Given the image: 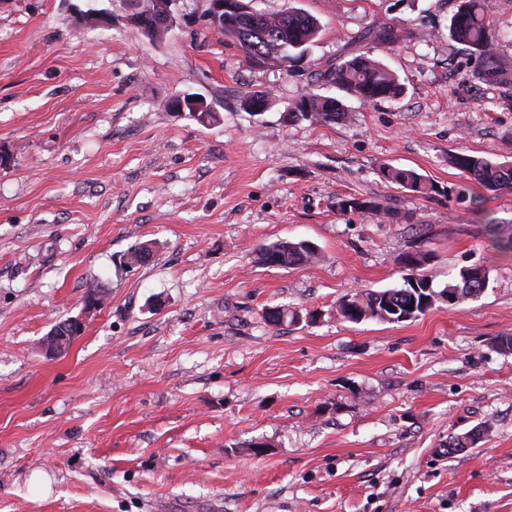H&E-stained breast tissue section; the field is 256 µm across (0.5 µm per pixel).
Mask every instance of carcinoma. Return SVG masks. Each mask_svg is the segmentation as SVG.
Wrapping results in <instances>:
<instances>
[{
  "label": "carcinoma",
  "instance_id": "carcinoma-1",
  "mask_svg": "<svg viewBox=\"0 0 512 512\" xmlns=\"http://www.w3.org/2000/svg\"><path fill=\"white\" fill-rule=\"evenodd\" d=\"M491 14L492 0H458L449 33L452 39L465 46L468 55L474 59L476 79L512 89V76L499 63V37L492 29ZM211 24L224 34V41L239 47L251 64L265 66L276 63L287 71L308 56L321 32V25L315 17L292 7L276 14L263 13L255 23L249 20L238 22L233 17H226L218 21L213 19ZM400 37V30L393 26L367 32L363 36L368 44L366 51L326 70L324 80L366 106L400 98L404 93L403 84L392 70L373 57L369 48L371 44L391 48L399 42ZM346 115V107L340 99L307 91L288 113V120L329 125ZM448 162L462 171L468 181V184L461 186L463 192L470 190L472 184L488 192L512 189V164L497 163L484 156L465 153L448 155ZM380 172L387 182L423 198L435 192V185L414 169L387 165L380 168ZM339 208L382 215L388 219L395 217L394 212L371 201L343 199ZM485 232L500 251L512 253V236H501L499 225L494 220H488ZM319 257L318 247L307 240H282L259 251V262L270 267L308 266ZM428 262L429 254L426 252L402 254L400 263L408 270L404 284L382 291L347 294L338 303L340 316L353 323L365 319L399 323L425 314L434 305L432 297L439 296L432 289V280L423 271ZM488 283L489 269L484 265H474L460 269L458 275L448 281L442 293L456 296L460 304L478 297ZM410 304L413 305L411 309L408 308ZM481 435L482 430L474 429L457 437L448 442L446 452L451 454L461 448L472 447L480 441Z\"/></svg>",
  "mask_w": 512,
  "mask_h": 512
}]
</instances>
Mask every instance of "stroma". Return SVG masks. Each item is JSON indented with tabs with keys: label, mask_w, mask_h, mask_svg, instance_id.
I'll return each instance as SVG.
<instances>
[{
	"label": "stroma",
	"mask_w": 512,
	"mask_h": 512,
	"mask_svg": "<svg viewBox=\"0 0 512 512\" xmlns=\"http://www.w3.org/2000/svg\"><path fill=\"white\" fill-rule=\"evenodd\" d=\"M254 6L320 21L301 73L249 63L207 0H179L159 40L129 0H0V512H512V354L494 345L512 336V255L484 230L493 217L512 235V192L461 195L448 164L512 163V95L474 78L448 31L456 0ZM381 24L401 32L373 51L400 99L364 106L317 82ZM308 89L346 120L290 122ZM253 90L266 112L241 108ZM186 93L213 120L168 110ZM385 164L435 193L397 189ZM280 240L321 258L259 264ZM415 249L435 289L473 265L487 288L412 321L340 316L345 294L401 286ZM92 285L108 300L88 312ZM274 307L299 321L268 325ZM70 317L82 333L48 358L40 340ZM475 428L477 445L445 454ZM380 172L387 182L423 198L430 197L436 190L435 185L415 169L387 165L380 168Z\"/></svg>",
	"instance_id": "35a3bbf8"
}]
</instances>
